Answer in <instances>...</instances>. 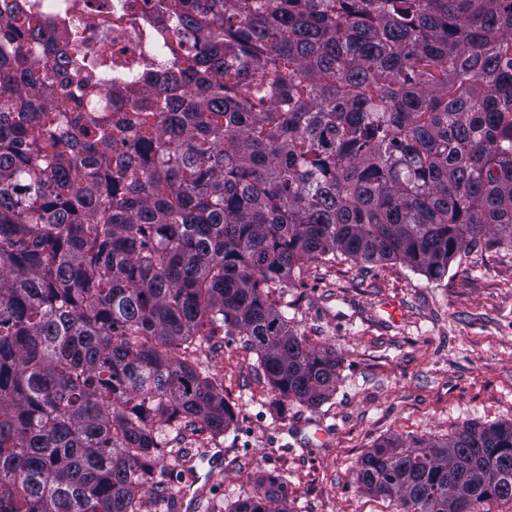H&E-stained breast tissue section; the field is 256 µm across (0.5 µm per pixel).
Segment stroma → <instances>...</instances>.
Instances as JSON below:
<instances>
[{"mask_svg":"<svg viewBox=\"0 0 512 512\" xmlns=\"http://www.w3.org/2000/svg\"><path fill=\"white\" fill-rule=\"evenodd\" d=\"M292 324L341 361L327 402L277 414L256 355L218 332L209 372L235 424L163 451L146 512H208L255 494L257 477L288 483V512H396L361 491L358 461L384 440L447 438L463 423L512 422V252H474L434 282L401 264L337 262L286 289ZM401 309L396 321L386 302ZM326 442L313 439L317 427Z\"/></svg>","mask_w":512,"mask_h":512,"instance_id":"1","label":"stroma"}]
</instances>
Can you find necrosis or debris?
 I'll list each match as a JSON object with an SVG mask.
<instances>
[{
  "instance_id": "4bbe7bcc",
  "label": "necrosis or debris",
  "mask_w": 512,
  "mask_h": 512,
  "mask_svg": "<svg viewBox=\"0 0 512 512\" xmlns=\"http://www.w3.org/2000/svg\"><path fill=\"white\" fill-rule=\"evenodd\" d=\"M48 26L49 38L63 40L70 30L81 35L79 52L84 60L100 50L111 51L110 77L117 87L136 86L146 70L163 71L171 61L164 30L179 26L162 0H25Z\"/></svg>"
}]
</instances>
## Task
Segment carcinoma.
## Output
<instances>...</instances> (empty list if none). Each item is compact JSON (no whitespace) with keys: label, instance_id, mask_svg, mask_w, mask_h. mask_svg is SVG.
Listing matches in <instances>:
<instances>
[{"label":"carcinoma","instance_id":"obj_1","mask_svg":"<svg viewBox=\"0 0 512 512\" xmlns=\"http://www.w3.org/2000/svg\"><path fill=\"white\" fill-rule=\"evenodd\" d=\"M174 67L112 104L77 32L0 0V512H143L162 422L234 423L219 330L316 407L340 362L272 290L313 263L432 280L512 250V0H167ZM41 44L43 56L31 53ZM401 512L512 506V422L371 449ZM229 512H288V484Z\"/></svg>","mask_w":512,"mask_h":512}]
</instances>
